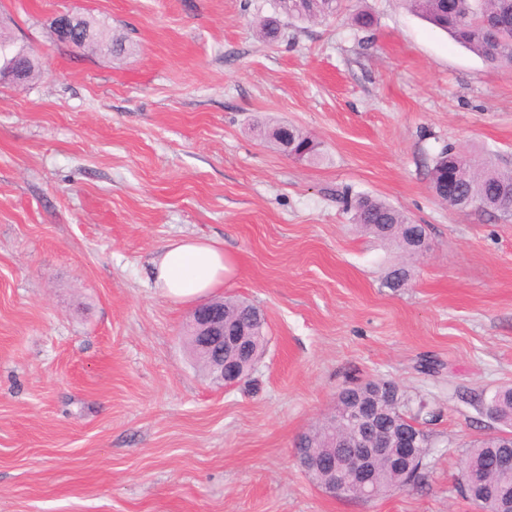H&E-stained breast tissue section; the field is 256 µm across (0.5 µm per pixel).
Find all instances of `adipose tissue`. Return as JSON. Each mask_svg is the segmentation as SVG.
I'll use <instances>...</instances> for the list:
<instances>
[{
  "label": "adipose tissue",
  "mask_w": 512,
  "mask_h": 512,
  "mask_svg": "<svg viewBox=\"0 0 512 512\" xmlns=\"http://www.w3.org/2000/svg\"><path fill=\"white\" fill-rule=\"evenodd\" d=\"M236 272V258L218 242L186 238L172 242L161 253L155 283L166 297L189 302L211 295Z\"/></svg>",
  "instance_id": "adipose-tissue-1"
}]
</instances>
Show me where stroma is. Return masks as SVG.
<instances>
[{
    "mask_svg": "<svg viewBox=\"0 0 512 512\" xmlns=\"http://www.w3.org/2000/svg\"><path fill=\"white\" fill-rule=\"evenodd\" d=\"M371 13L372 31L352 17ZM69 13L126 37L69 52ZM275 0H0V34L38 64L0 81V512H473L457 488L479 402L512 386V219L430 188L449 146L512 165V65H492L402 0L284 20ZM310 132L287 158L258 125ZM377 197L425 225L411 257L353 224ZM212 238L238 259L216 298L249 301L269 343L247 381L191 359L192 304L153 260ZM408 286L384 279L393 266ZM396 383L435 410L419 480L333 496L295 444L339 392ZM55 29L59 40L67 45L80 42L78 37L79 27L75 16L63 13L56 18ZM276 139H268L279 151H281V145L279 142L294 143V148L301 152L303 160L309 162H316L321 158V149L319 143H317L311 136L303 132L301 129L288 125L286 129H281L275 135ZM285 144V155L289 158L299 160L300 155L296 154L292 150V144Z\"/></svg>",
    "mask_w": 512,
    "mask_h": 512,
    "instance_id": "1",
    "label": "stroma"
}]
</instances>
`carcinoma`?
Wrapping results in <instances>:
<instances>
[{"label": "carcinoma", "instance_id": "1", "mask_svg": "<svg viewBox=\"0 0 512 512\" xmlns=\"http://www.w3.org/2000/svg\"><path fill=\"white\" fill-rule=\"evenodd\" d=\"M407 9L426 18L436 27L448 32L457 42L482 57L490 64L512 63V0H404ZM279 9L295 20H319L335 16L341 10V0H279ZM294 144L303 155V160L315 162L321 158V149L311 136L292 125L276 133L272 144L281 148V143ZM448 156H439L431 171V183L435 192L446 199L448 207L461 210L477 206L484 210L501 211L502 204L512 198V168L479 166L468 156L446 150ZM352 221L367 233L381 241H394L408 249L414 236H423L426 229L418 224L411 226L410 219L399 209L383 200L361 195L351 201ZM252 306L239 299H224V316L229 320H240L248 315ZM398 389L390 381L369 380L360 385L342 390L337 397L336 412L340 413L353 404L369 405L377 409L380 418L390 421L399 416L404 429L418 434V447L430 448V434L413 424L426 409L418 404L410 409L411 399L400 393L398 403L391 405L385 395ZM488 404L495 406L496 421L512 429V387L497 391ZM356 432L344 416L336 423H327L306 432L299 438L296 447L306 449L316 462L319 475L324 482L331 477L326 462L337 455L344 445L355 442ZM512 445L511 439L480 438L471 442L462 452L461 468H476L482 472L485 501L492 510L504 496L512 498V474L504 477L495 470L501 443ZM373 473L378 484L392 490L406 488L390 457L381 456L372 461Z\"/></svg>", "mask_w": 512, "mask_h": 512}]
</instances>
